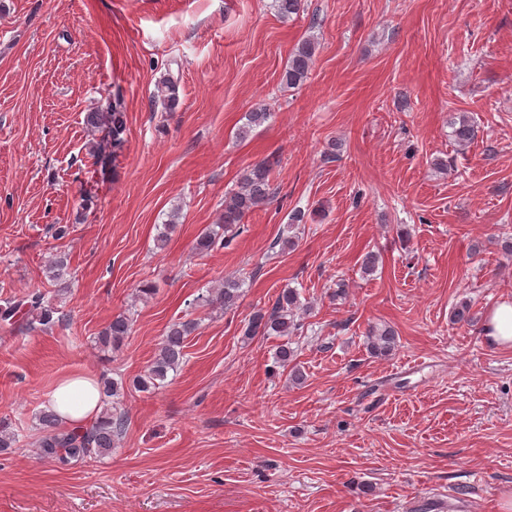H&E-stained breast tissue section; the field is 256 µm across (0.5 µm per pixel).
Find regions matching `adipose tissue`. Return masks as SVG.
Masks as SVG:
<instances>
[{
  "label": "adipose tissue",
  "instance_id": "ef3b65f1",
  "mask_svg": "<svg viewBox=\"0 0 512 512\" xmlns=\"http://www.w3.org/2000/svg\"><path fill=\"white\" fill-rule=\"evenodd\" d=\"M97 380L90 375H75L62 380L49 397L50 406L65 427L79 428L94 421L99 412Z\"/></svg>",
  "mask_w": 512,
  "mask_h": 512
}]
</instances>
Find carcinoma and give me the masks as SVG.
I'll return each mask as SVG.
<instances>
[{
    "mask_svg": "<svg viewBox=\"0 0 512 512\" xmlns=\"http://www.w3.org/2000/svg\"><path fill=\"white\" fill-rule=\"evenodd\" d=\"M314 56V40L307 38L300 42L288 59L281 81L290 87L303 84L309 76ZM268 116L269 113L264 109L249 113L247 122L239 128V138L248 137L253 127L264 122ZM86 121L93 127L107 128V136L93 147L94 163L104 167L121 151L125 143L126 117L123 101L120 97H115L104 111L88 113ZM450 125L453 140L459 145L469 144L478 137V126L465 114L453 119ZM272 170L271 161L266 160L253 165L244 173L238 189L224 201V213L221 217L224 232L228 233L244 223L249 214L270 201L273 196L270 182ZM239 290L240 285L237 282L226 281L217 292L203 295L198 301L204 305L218 304L229 308L235 305ZM303 307L300 292L295 288H284L278 293L271 309L260 308L253 312L244 335L292 336L301 328L295 316ZM56 313L57 309L45 300V295L30 292L0 305V327L11 331L23 328L33 330L37 327L48 330L60 321ZM194 329L195 323L191 320L173 323L148 369L132 381L133 387L141 391L153 389L167 378L168 372L178 369L183 361L186 338ZM129 331L130 323L125 315L113 317L97 336L99 349L107 352L119 346ZM366 336L370 351L377 356L390 355L397 345L396 331L390 327L371 326ZM296 358V351L288 343L278 346L276 363L279 367L290 370L293 380L299 383L304 379V374L296 363ZM100 384L103 410L89 428H64L56 412L50 409L42 412L39 418L40 435L36 440V453L41 458L63 468L82 462L92 455L112 452L114 437L121 434L126 422L124 414L112 412V399L121 395L124 386L123 383L109 378L102 379Z\"/></svg>",
    "mask_w": 512,
    "mask_h": 512,
    "instance_id": "carcinoma-1",
    "label": "carcinoma"
}]
</instances>
